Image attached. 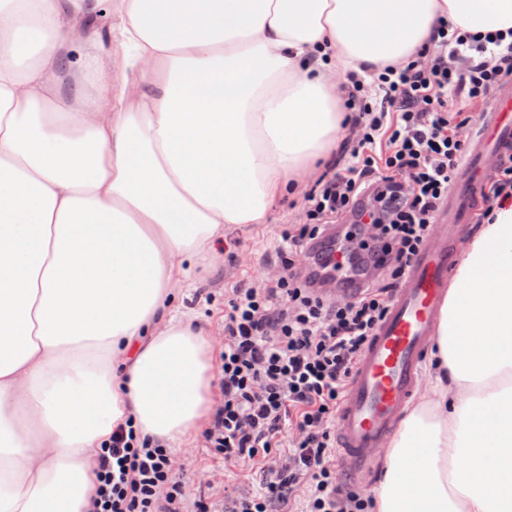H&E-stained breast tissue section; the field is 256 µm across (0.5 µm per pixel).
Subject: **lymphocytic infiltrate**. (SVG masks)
Wrapping results in <instances>:
<instances>
[{
    "mask_svg": "<svg viewBox=\"0 0 512 512\" xmlns=\"http://www.w3.org/2000/svg\"><path fill=\"white\" fill-rule=\"evenodd\" d=\"M427 59L354 79L343 106L356 144L304 199V221L275 248L284 275L224 294L223 402L204 433L225 460L254 466L258 493L194 503L196 512H285L305 491V512H368L336 471V414L365 345L428 239L466 153L472 108L512 80V43L440 27ZM351 215L350 231L337 219ZM360 268L349 299L321 294L333 251ZM308 266L295 264L296 256ZM93 512H185V481L164 448L113 432L98 455Z\"/></svg>",
    "mask_w": 512,
    "mask_h": 512,
    "instance_id": "1",
    "label": "lymphocytic infiltrate"
}]
</instances>
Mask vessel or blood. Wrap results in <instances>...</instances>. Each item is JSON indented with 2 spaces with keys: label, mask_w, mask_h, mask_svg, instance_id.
<instances>
[{
  "label": "vessel or blood",
  "mask_w": 512,
  "mask_h": 512,
  "mask_svg": "<svg viewBox=\"0 0 512 512\" xmlns=\"http://www.w3.org/2000/svg\"><path fill=\"white\" fill-rule=\"evenodd\" d=\"M481 123L483 131L468 145L467 161L448 192L436 233L414 259L348 384L336 421L341 474L355 478L373 466L378 448L394 433L419 388L421 362L448 293V271L461 232L472 223L491 173L484 154L512 152V82L497 90Z\"/></svg>",
  "instance_id": "vessel-or-blood-1"
}]
</instances>
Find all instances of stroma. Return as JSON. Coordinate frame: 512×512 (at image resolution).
I'll use <instances>...</instances> for the list:
<instances>
[{
  "instance_id": "35a3bbf8",
  "label": "stroma",
  "mask_w": 512,
  "mask_h": 512,
  "mask_svg": "<svg viewBox=\"0 0 512 512\" xmlns=\"http://www.w3.org/2000/svg\"><path fill=\"white\" fill-rule=\"evenodd\" d=\"M303 194L283 196L269 207L263 224H241L228 232L233 251H219L216 259L194 265L174 301L182 312L194 316L216 346L214 357H221L224 346V292L242 281L262 285L276 278L275 247L283 230L303 221ZM177 472L188 481L187 499L220 500L225 494L259 490L260 478L249 470H238L234 478L224 476V457L206 448L202 433H195L187 448L173 451Z\"/></svg>"
}]
</instances>
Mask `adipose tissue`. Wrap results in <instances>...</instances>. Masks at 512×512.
I'll list each match as a JSON object with an SVG mask.
<instances>
[{"instance_id":"obj_1","label":"adipose tissue","mask_w":512,"mask_h":512,"mask_svg":"<svg viewBox=\"0 0 512 512\" xmlns=\"http://www.w3.org/2000/svg\"><path fill=\"white\" fill-rule=\"evenodd\" d=\"M443 22L512 29V0H0V512H87L115 429L173 448L208 421L213 343L169 310L186 263L302 183L349 73ZM433 359L372 512H512V201L461 256Z\"/></svg>"}]
</instances>
